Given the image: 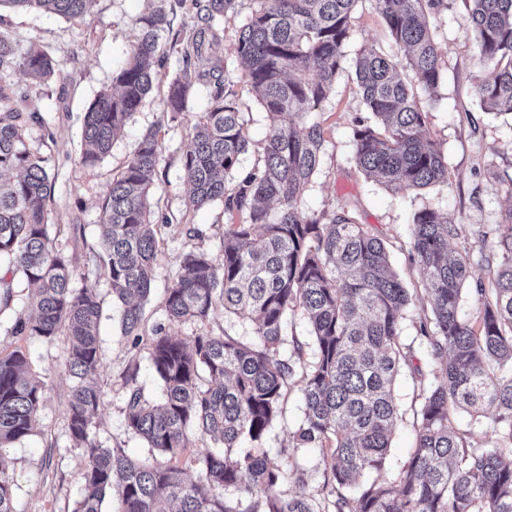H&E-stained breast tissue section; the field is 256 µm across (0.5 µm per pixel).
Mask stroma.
Segmentation results:
<instances>
[{"label":"stroma","instance_id":"obj_1","mask_svg":"<svg viewBox=\"0 0 512 512\" xmlns=\"http://www.w3.org/2000/svg\"><path fill=\"white\" fill-rule=\"evenodd\" d=\"M163 6L171 20L169 31L163 35L164 43L171 47L161 70L163 80L179 74L183 48L198 33L206 35L201 56L191 60L193 92L181 115L175 118L167 108L164 88L154 89L114 142L109 155L93 168L80 162L83 114L101 91L111 87L114 73L140 34L137 20L151 9L150 0H96L92 14L80 23L43 11H0V27L7 29L21 47H41L61 69L59 77L41 83L20 72L14 73L11 80L27 90L30 105L46 121L45 127H31L26 138L29 146H44L51 157L55 176L51 232L58 248L78 265L84 284L100 292L101 361L95 379L103 392V403L92 433L98 441L125 448L137 458L152 457L153 451L126 430L123 375L130 364H137V382L145 393L155 396L160 388L147 348L130 349L121 337L104 273L91 259L101 249L99 201L113 176L131 158L141 137L149 131L158 132L162 153L153 178L151 203L156 216L167 217L169 224L161 229L152 292L144 306L147 325L155 326L165 320L164 293L177 276L180 257L204 250L214 260L223 258L218 243L228 217L222 204L196 211L187 207L189 186L182 163L190 148L188 126L205 110L214 86L223 81L242 103L250 142L248 152L240 157L239 169H251L258 146L270 133L269 120L249 93L242 68L237 66L230 72L224 69V61L230 58L240 29L254 8L252 0H236L235 8L215 21L208 20L196 0H164ZM428 21L439 49L442 79L435 94L423 92L419 99L428 114L429 132L447 161V182L396 194L368 179L352 160L353 122L366 114L355 82V58L368 43L376 44L388 57L398 55L385 35L383 19L372 0H360L345 45L344 69L337 74L332 93L316 113L317 120L327 129L322 162L299 200L300 208L309 214L347 207L357 222L369 225L385 242L393 269L416 296L402 322L401 336L404 342L413 344L414 363L423 368L429 357L418 327L426 296L409 245L413 214L430 207L451 215L465 230L451 240L450 252L469 254L474 264L481 265L489 257L481 243L483 233L492 232L512 206L504 184L488 172L489 166L503 168L512 164V118L483 111L479 106L476 89L482 69L467 10L462 0H454L447 10L429 15ZM48 130L54 140L47 144L43 137ZM16 295L14 310L0 314V352H25L32 374L44 381L45 390L33 435L0 450V478L12 487L16 512H73L80 498L87 456L76 447L68 430L66 405L71 381L65 369L66 346L60 338L49 341L12 335L16 312L34 302L31 289L18 288ZM205 330L245 341L251 338L249 323L225 315L220 307L206 322L175 325L169 332L188 340ZM395 392L401 417L387 459L392 476L409 459L415 437L413 423L420 409L410 372L398 376ZM301 418L299 393L290 391L284 415L268 432L263 449L274 460L293 456L309 477V490L316 492L322 483L318 452L292 447L291 434Z\"/></svg>","mask_w":512,"mask_h":512}]
</instances>
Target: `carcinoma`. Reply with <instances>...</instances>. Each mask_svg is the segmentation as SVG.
I'll return each instance as SVG.
<instances>
[{
	"label": "carcinoma",
	"instance_id": "1",
	"mask_svg": "<svg viewBox=\"0 0 512 512\" xmlns=\"http://www.w3.org/2000/svg\"><path fill=\"white\" fill-rule=\"evenodd\" d=\"M235 0H207L208 19ZM232 56L245 69L251 93L271 132L257 162L237 172L248 151L241 102L219 84L189 129L192 146L183 173L192 210L221 202L229 222L220 238L222 262L206 251L182 256L167 288L169 325L205 322L218 306L251 322L252 339L201 332L187 343L165 325L147 336L143 303L151 294L159 239L149 204L151 175L160 160L158 133L148 132L112 179L99 203L103 266L118 308L121 336L136 350L149 340L161 383L158 399L137 384V366L124 374L125 423L158 455L128 456L91 439L102 403L92 381L101 359L100 293L74 287L77 268L51 238L54 184L50 156L27 146L32 125H44L24 105L26 92L10 81L17 71L44 82L58 72L41 48L18 51L0 29V313L13 309L14 281L37 289L35 305L14 320L15 336L63 337L72 378L66 406L71 437L88 456L75 512H102L106 497L118 512H512V206L492 240L498 256L486 277L469 255H448L463 233L445 213L424 208L412 217L411 251L425 286L430 315L420 321L432 366L413 365V348L400 330L412 296L392 270L389 253L349 210L307 214L298 199L323 154L325 130L304 117L319 109L343 70L359 0H253ZM386 33L403 56L400 65L372 43L355 65L359 95L375 118L356 119L354 164L395 193L447 181L448 164L427 136V113L417 90L441 82L439 56L426 16L453 0H373ZM476 33L482 79L480 107L512 116V0H462ZM95 0H0V8L45 10L68 20L87 16ZM140 35L124 65L83 118L82 165L94 167L112 149L159 79L167 52L158 8L139 19ZM191 54L171 79L172 118L192 87ZM244 217L234 222V215ZM477 297L475 316L461 312L466 288ZM309 323L312 354L292 340L284 357L288 316ZM418 382L415 446L395 477L386 475L390 438L398 420L394 383L401 367ZM20 349L0 354V449L26 439L38 422L45 385L29 375ZM298 387L303 417L293 432L297 448H315L323 466L322 496L307 490L292 456L274 462L260 450ZM492 414L490 447L475 445L452 416ZM207 436L211 448L189 451V437ZM293 482L292 493L282 487Z\"/></svg>",
	"mask_w": 512,
	"mask_h": 512
}]
</instances>
